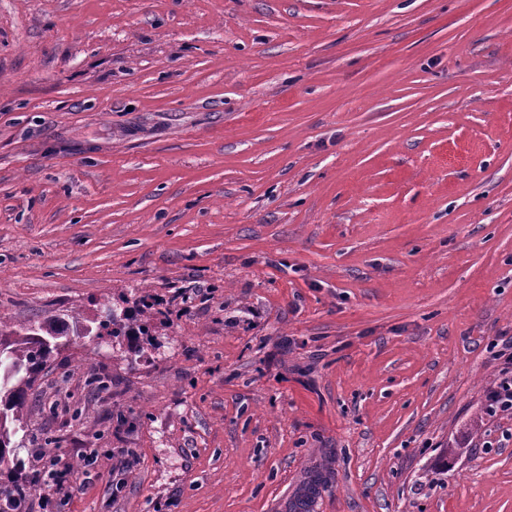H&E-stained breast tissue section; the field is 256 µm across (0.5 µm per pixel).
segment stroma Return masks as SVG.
<instances>
[{
	"instance_id": "1",
	"label": "stroma",
	"mask_w": 512,
	"mask_h": 512,
	"mask_svg": "<svg viewBox=\"0 0 512 512\" xmlns=\"http://www.w3.org/2000/svg\"><path fill=\"white\" fill-rule=\"evenodd\" d=\"M0 316L52 512H512V0H0ZM131 320L132 317L126 309L119 311L118 308L114 309V307H112L108 319L104 321L105 323L112 324V327L105 323H100L99 329L106 330V333L115 339L132 336L131 334L134 328L131 326ZM502 368L498 382L486 393V412L490 416L498 413L512 412V338L502 343L497 352ZM48 466H44L42 471H38L39 477L46 484V493L43 498V506L51 508L56 503L57 496L66 497L73 484V472H78L80 463H74L72 469L62 458L53 457L48 461Z\"/></svg>"
}]
</instances>
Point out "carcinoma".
Wrapping results in <instances>:
<instances>
[{
    "label": "carcinoma",
    "instance_id": "obj_1",
    "mask_svg": "<svg viewBox=\"0 0 512 512\" xmlns=\"http://www.w3.org/2000/svg\"><path fill=\"white\" fill-rule=\"evenodd\" d=\"M131 320L127 310L115 308L112 325L102 323L99 328L115 339L126 337L133 332ZM59 338L60 332L52 318L35 325L33 331L27 328L19 331L10 328L0 317V351L6 357L0 363V466L10 464L15 472L10 483L0 482V512H27L24 502L15 497L19 485L26 487L30 497L43 491L35 474L25 473L21 461L10 457L13 449L9 445L11 437L26 424L28 391L53 352L60 350Z\"/></svg>",
    "mask_w": 512,
    "mask_h": 512
}]
</instances>
